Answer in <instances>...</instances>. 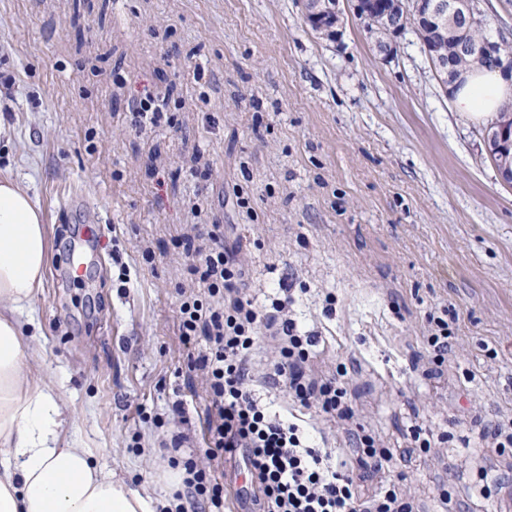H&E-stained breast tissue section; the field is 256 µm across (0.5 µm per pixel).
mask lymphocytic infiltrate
<instances>
[{"label":"lymphocytic infiltrate","instance_id":"lymphocytic-infiltrate-1","mask_svg":"<svg viewBox=\"0 0 512 512\" xmlns=\"http://www.w3.org/2000/svg\"><path fill=\"white\" fill-rule=\"evenodd\" d=\"M220 225H185L178 238L191 277L179 290V330L184 339L203 336L205 350L191 369L205 379L208 406L202 453L207 466L183 463L182 490L175 512L206 503L222 512L235 500L248 512H419L414 496L388 479L392 454L385 442L349 428L355 411L347 388L315 373L310 361L314 337L300 335L290 315L291 294L260 308L245 295L248 262L237 246L221 244ZM278 342L271 380L289 397L347 429L344 456L320 453L306 443L297 423L262 404L251 389L249 363L261 335ZM240 454L236 470L245 484H224L210 467L225 455ZM386 479L366 495L360 483L377 474Z\"/></svg>","mask_w":512,"mask_h":512}]
</instances>
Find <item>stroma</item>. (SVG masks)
I'll return each mask as SVG.
<instances>
[{
  "mask_svg": "<svg viewBox=\"0 0 512 512\" xmlns=\"http://www.w3.org/2000/svg\"><path fill=\"white\" fill-rule=\"evenodd\" d=\"M303 3L0 0V176L28 186L52 243L43 376L99 465L171 500L169 461L198 456L206 408L173 241L220 224L250 257V298L293 284L314 368L346 366L354 427L388 444L420 512H507L512 447L481 424L512 418V186L413 28L387 59L349 0L333 41ZM146 89L167 120L136 127ZM91 218L102 243L81 285L65 255ZM448 312L456 348L438 367L424 334ZM275 358L269 340L252 354L256 396L343 450L335 422L264 385Z\"/></svg>",
  "mask_w": 512,
  "mask_h": 512,
  "instance_id": "35a3bbf8",
  "label": "stroma"
}]
</instances>
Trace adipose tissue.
Instances as JSON below:
<instances>
[{
    "label": "adipose tissue",
    "instance_id": "adipose-tissue-1",
    "mask_svg": "<svg viewBox=\"0 0 512 512\" xmlns=\"http://www.w3.org/2000/svg\"><path fill=\"white\" fill-rule=\"evenodd\" d=\"M512 101L500 70L466 72L455 112L492 119ZM50 241L28 188L0 179V512H155L149 489L130 487L74 440L58 386L42 377L40 335L22 320L40 298Z\"/></svg>",
    "mask_w": 512,
    "mask_h": 512
}]
</instances>
